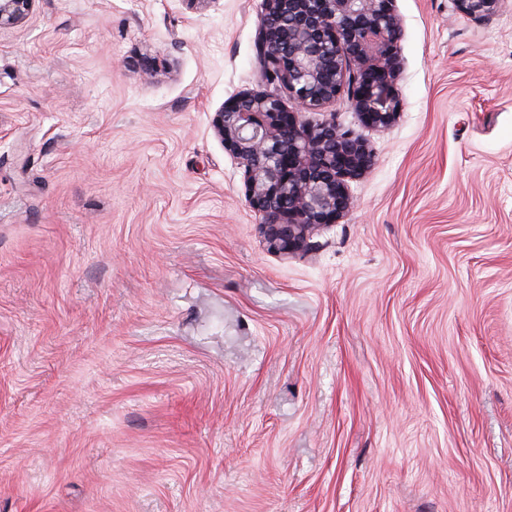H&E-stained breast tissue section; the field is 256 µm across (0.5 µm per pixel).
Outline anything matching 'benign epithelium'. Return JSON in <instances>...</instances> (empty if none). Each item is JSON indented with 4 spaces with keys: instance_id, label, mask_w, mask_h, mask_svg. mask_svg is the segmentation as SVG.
<instances>
[{
    "instance_id": "1",
    "label": "benign epithelium",
    "mask_w": 512,
    "mask_h": 512,
    "mask_svg": "<svg viewBox=\"0 0 512 512\" xmlns=\"http://www.w3.org/2000/svg\"><path fill=\"white\" fill-rule=\"evenodd\" d=\"M34 0H0V26ZM394 0H262L256 33L262 72L288 93L243 92L214 113L215 135L239 162L245 202L261 216L268 249L292 256L318 230L355 206L350 182L366 174L367 145L331 117L310 127L302 114L342 96L368 125L392 124L400 108V18ZM504 0H456L460 12L489 19Z\"/></svg>"
}]
</instances>
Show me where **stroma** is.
Here are the masks:
<instances>
[{
	"instance_id": "35a3bbf8",
	"label": "stroma",
	"mask_w": 512,
	"mask_h": 512,
	"mask_svg": "<svg viewBox=\"0 0 512 512\" xmlns=\"http://www.w3.org/2000/svg\"><path fill=\"white\" fill-rule=\"evenodd\" d=\"M261 3L0 27V512H512V0H395L399 115L305 113L374 164L290 257L211 126ZM460 12L478 19H489L504 0H455Z\"/></svg>"
}]
</instances>
